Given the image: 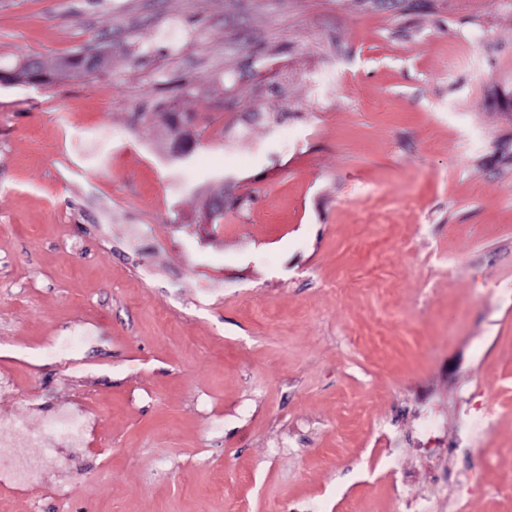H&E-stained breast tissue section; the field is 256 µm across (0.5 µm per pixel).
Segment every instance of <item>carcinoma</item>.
Segmentation results:
<instances>
[{"instance_id": "1", "label": "carcinoma", "mask_w": 512, "mask_h": 512, "mask_svg": "<svg viewBox=\"0 0 512 512\" xmlns=\"http://www.w3.org/2000/svg\"><path fill=\"white\" fill-rule=\"evenodd\" d=\"M108 61L107 53L102 50L92 52L83 50L60 58L54 68L48 69L42 60L33 57L1 74L0 80L28 84L35 80L40 84L51 80L59 81L90 76L104 69L108 65ZM169 121L172 144L178 153L183 154L191 142L188 126L192 124L193 116L172 114L169 116Z\"/></svg>"}]
</instances>
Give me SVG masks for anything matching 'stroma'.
<instances>
[{"label": "stroma", "mask_w": 512, "mask_h": 512, "mask_svg": "<svg viewBox=\"0 0 512 512\" xmlns=\"http://www.w3.org/2000/svg\"><path fill=\"white\" fill-rule=\"evenodd\" d=\"M98 45L0 83V415L91 417L0 512H512V0H0ZM108 55L105 51H80L71 56L62 57L55 67L47 69L44 62L36 57L29 58L12 70L3 73L0 80L5 82H21L31 84L36 80L38 84L47 81L72 79L90 76L104 69L108 65ZM193 119L192 115L172 114L169 116L172 144L179 154H185L191 142V134L187 127L192 124Z\"/></svg>", "instance_id": "stroma-1"}]
</instances>
